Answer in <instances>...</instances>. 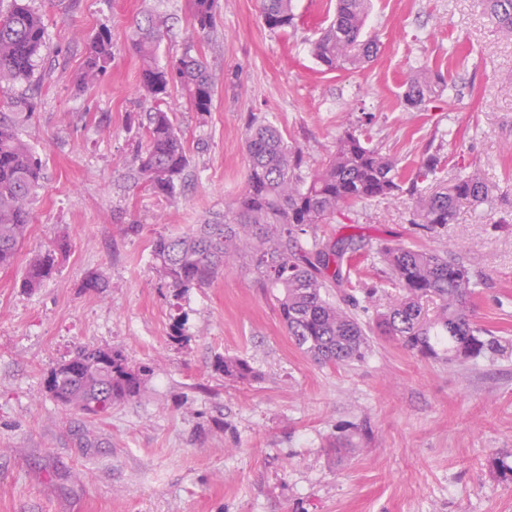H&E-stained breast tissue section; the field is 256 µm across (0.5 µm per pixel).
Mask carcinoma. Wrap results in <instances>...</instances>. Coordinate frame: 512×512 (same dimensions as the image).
I'll use <instances>...</instances> for the list:
<instances>
[{
	"instance_id": "1",
	"label": "carcinoma",
	"mask_w": 512,
	"mask_h": 512,
	"mask_svg": "<svg viewBox=\"0 0 512 512\" xmlns=\"http://www.w3.org/2000/svg\"><path fill=\"white\" fill-rule=\"evenodd\" d=\"M499 32L512 38V0H486ZM217 0H193L195 28H212ZM369 0H336L329 27L310 43V54L325 71L356 68L377 53L374 41L361 39ZM264 24L272 31L293 24L292 0H261ZM165 20L148 14L136 25L133 50L144 62L139 92L154 106L145 114V145L136 151L130 175L155 193L176 194L189 165L183 135L167 107L170 88L181 89L192 111L211 112L216 76L199 57L187 53L166 66L154 62ZM46 45L45 24L22 0L0 11V86L29 77ZM112 59V31L96 33L89 46L83 82L97 83ZM439 71L423 69L409 78L404 102L417 108L444 86ZM246 185L225 204L224 223L199 224L188 233L160 234L151 242L154 269L164 283L179 291L202 288L240 265L251 271L277 303L282 323L294 345L319 364L359 362L371 348V334L392 336L425 357L477 359L501 347L491 331L475 325L468 302L473 283L467 268L439 249L386 244L379 249L398 296L380 314L375 327L357 317L358 299L351 287L352 262L361 251L355 235L327 239L321 225L343 208L402 190L397 164L351 129L336 138L335 150L323 161L309 163L304 152L288 144L270 121L255 119L245 133ZM438 160L424 158L411 180L412 189L436 173ZM43 179V162L19 137L15 120L0 113V268L13 265L31 224L30 205ZM489 186L477 172L459 176L451 185L413 205L418 223L434 232L455 216L463 200L480 202ZM68 251L61 239L28 263L22 287L39 288L57 269V255ZM435 300L434 317L423 301ZM216 372L248 383L257 373L240 356L218 355ZM145 367L132 365L108 347L83 346L57 364L47 377V391L64 407L99 415L138 397Z\"/></svg>"
}]
</instances>
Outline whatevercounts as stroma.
I'll use <instances>...</instances> for the list:
<instances>
[{
  "instance_id": "stroma-1",
  "label": "stroma",
  "mask_w": 512,
  "mask_h": 512,
  "mask_svg": "<svg viewBox=\"0 0 512 512\" xmlns=\"http://www.w3.org/2000/svg\"><path fill=\"white\" fill-rule=\"evenodd\" d=\"M26 3L45 21L47 46L32 79L0 92V112L13 98L36 101L17 128L44 179L17 258L0 268V512H512V39L485 0H372L362 36L376 56L325 73L309 43L336 0H293L284 32L265 26L260 0H218L205 34L192 0ZM148 11L167 21L158 65L188 51L218 77L207 116L182 91L169 97L189 157L169 199L130 176L151 107L130 34ZM104 27L108 73L80 86ZM428 65L442 67L446 86L410 108L405 82ZM254 117L314 163L352 127L407 177L437 155L426 194L481 171L488 197L460 202L436 232L416 224L404 193L345 209L324 231L362 237L352 282L370 323L397 295L381 245L448 250L477 284L472 321L502 337L501 352L448 363L378 334L365 360L318 364L248 270L178 294L163 285L152 239L223 218L245 188ZM63 235L70 250L55 275L22 288L30 259ZM92 276L105 289L87 288ZM81 346L149 367L142 395L97 416L62 407L45 381ZM219 355L248 358L258 379H224Z\"/></svg>"
}]
</instances>
